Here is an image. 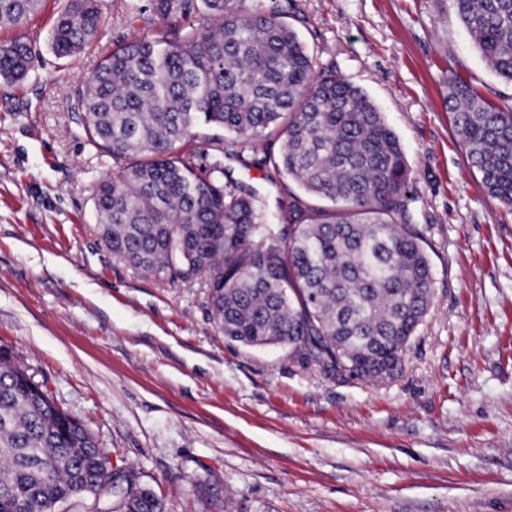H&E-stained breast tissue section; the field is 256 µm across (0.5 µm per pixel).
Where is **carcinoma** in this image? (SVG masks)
I'll use <instances>...</instances> for the list:
<instances>
[{
    "label": "carcinoma",
    "mask_w": 512,
    "mask_h": 512,
    "mask_svg": "<svg viewBox=\"0 0 512 512\" xmlns=\"http://www.w3.org/2000/svg\"><path fill=\"white\" fill-rule=\"evenodd\" d=\"M199 2L201 21L184 25ZM164 21L106 56L73 89L87 142L112 160L93 205L101 238L130 268L203 279L224 338L282 346L338 379L395 378L431 303L427 239L415 222L402 144L369 95L318 66L278 0H151ZM481 55L512 82V0H453ZM42 0H0V26ZM101 24L97 0H66L59 58ZM31 47L0 43L19 82ZM458 140L489 196L512 206V106L448 75ZM279 148L259 149L269 136ZM199 140L203 153L185 150ZM288 180L275 210L224 159ZM164 512L28 370L0 351V512Z\"/></svg>",
    "instance_id": "obj_1"
}]
</instances>
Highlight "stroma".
Listing matches in <instances>:
<instances>
[{"label":"stroma","mask_w":512,"mask_h":512,"mask_svg":"<svg viewBox=\"0 0 512 512\" xmlns=\"http://www.w3.org/2000/svg\"><path fill=\"white\" fill-rule=\"evenodd\" d=\"M318 63L363 88L406 153L428 240L431 306L391 382L340 381L287 349L225 340L204 280L114 257L92 193L112 174L72 92L123 41L161 25L150 0H100L102 25L57 58L61 4L0 40L35 58L0 79V348L82 422L165 512H512V208L453 131L457 74L512 106L452 0H296Z\"/></svg>","instance_id":"35a3bbf8"}]
</instances>
